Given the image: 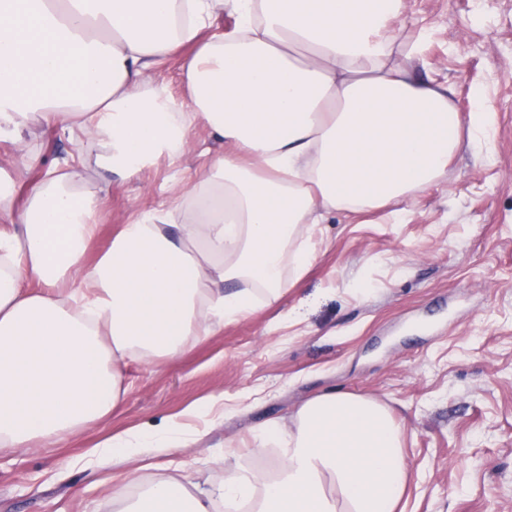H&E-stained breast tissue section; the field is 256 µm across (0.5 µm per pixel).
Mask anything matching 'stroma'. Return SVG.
Returning <instances> with one entry per match:
<instances>
[{"label": "stroma", "mask_w": 512, "mask_h": 512, "mask_svg": "<svg viewBox=\"0 0 512 512\" xmlns=\"http://www.w3.org/2000/svg\"><path fill=\"white\" fill-rule=\"evenodd\" d=\"M400 23L407 42L428 30L408 67L450 86L461 114L486 113L490 151L461 148L401 217L327 215L314 261L280 300L177 356L130 364L121 404L68 447L1 454L0 512H110L77 458L190 407L206 417L219 394L220 427L151 461L223 479L225 450L245 455L254 428L332 390L376 399L401 426L396 512H512V0H407ZM30 139L47 160L80 153L85 190L101 194L87 264L224 150L199 121L181 165L162 157L124 181L91 145L39 127ZM65 459L73 467L53 479Z\"/></svg>", "instance_id": "1"}]
</instances>
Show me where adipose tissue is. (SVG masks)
Returning <instances> with one entry per match:
<instances>
[{
  "label": "adipose tissue",
  "instance_id": "obj_1",
  "mask_svg": "<svg viewBox=\"0 0 512 512\" xmlns=\"http://www.w3.org/2000/svg\"><path fill=\"white\" fill-rule=\"evenodd\" d=\"M406 0H0V132L14 164L39 157L32 127L97 145L130 180L159 157L182 159L204 121L226 152L174 202L123 225L94 265L99 199L82 161L53 164L17 204L0 176V451L64 447L121 401L135 361L169 358L198 337L280 299L316 255L326 212L399 204L433 185L483 131L447 86L397 57L392 24ZM233 23L202 38L220 15ZM186 102L153 70L183 47ZM110 435L84 455L127 463L105 490L117 512H394L407 481L401 432L375 399L325 392L290 421L263 424L253 452L215 482L175 467L144 475L158 448L198 442L224 420V398Z\"/></svg>",
  "mask_w": 512,
  "mask_h": 512
}]
</instances>
